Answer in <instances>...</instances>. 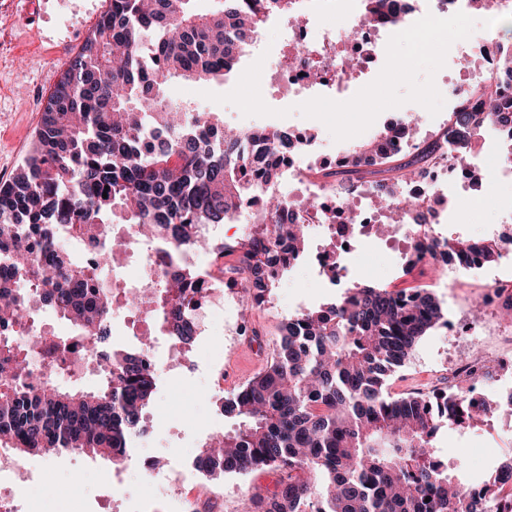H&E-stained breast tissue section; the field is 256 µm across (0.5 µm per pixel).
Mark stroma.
<instances>
[{
  "label": "stroma",
  "mask_w": 512,
  "mask_h": 512,
  "mask_svg": "<svg viewBox=\"0 0 512 512\" xmlns=\"http://www.w3.org/2000/svg\"><path fill=\"white\" fill-rule=\"evenodd\" d=\"M109 0H0V19L8 18V29L0 28V182L9 180L31 147L42 108L60 74L68 67L88 31L107 10ZM284 37L275 41L260 39L241 57L237 70L221 81L206 84L171 80L168 95L201 112L221 113L232 127H283L288 130L313 129L322 163L334 164L339 152L353 147V140L334 141L319 120L304 117L291 108L292 101L279 86L263 84L265 103L275 109H289L278 117H246L233 105L204 98V91L223 94L231 91L245 70L258 56H265L266 67H273L287 51ZM409 106L382 112L366 137H373L385 122L410 114ZM414 114V113H411ZM417 131L414 142L433 138L448 121L447 112L437 116L414 114ZM480 188L472 189L471 200L450 196L439 209L440 231L444 236L466 234L478 237L491 232L512 206V179L481 166ZM402 247L394 240L364 236L347 263V276L366 284L392 289L429 284L448 312L447 322L423 338L409 362L390 380L392 395L442 388L461 353L460 344L472 341V355L497 351L512 358V321L501 310L484 305V284L512 282V255L477 270L460 274L453 285H445L444 274L413 271L403 275ZM338 293L318 268L295 267L281 280L271 305L242 313L235 297L225 295L224 314L207 324L192 348L181 353L180 364L162 375L155 402L165 414L151 422L139 438L131 458L123 468L124 481H112L115 466L110 461L92 459L78 453L52 457L28 456L33 476L15 482L14 494L23 512H237L246 493L273 488L272 472L228 475L218 481L196 473L191 461L205 440L229 429L230 421L214 402L219 391H232L253 377L272 353V342L279 334L283 318L305 307L316 308L332 302ZM223 384H216V375ZM440 452L459 459L466 473L476 481L484 479L506 456L512 454V418L500 415L475 428L441 429L436 437ZM55 493L46 497L44 485Z\"/></svg>",
  "instance_id": "35a3bbf8"
}]
</instances>
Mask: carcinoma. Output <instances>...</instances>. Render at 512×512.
Listing matches in <instances>:
<instances>
[{
	"instance_id": "obj_1",
	"label": "carcinoma",
	"mask_w": 512,
	"mask_h": 512,
	"mask_svg": "<svg viewBox=\"0 0 512 512\" xmlns=\"http://www.w3.org/2000/svg\"><path fill=\"white\" fill-rule=\"evenodd\" d=\"M191 2L110 0L48 96L27 156L0 184V254L10 261L0 268V447L17 456L78 451L118 467L143 433L160 367L143 360L151 349L144 340L129 350L112 338V294L95 285L123 247L110 225H138L161 260L157 291L131 294L128 309H151L159 332L189 347L198 336L191 310L203 281L174 244L194 249L198 225L232 221L280 179V157L300 147L286 130L231 133L213 112L197 118L168 97L166 84L224 79L269 18H299L304 0H220L205 13ZM363 2L365 16L384 17L392 28L411 9L409 0ZM483 112L487 122L512 128V99L489 95ZM454 120L464 131L480 128L478 113L465 108ZM411 134L412 120L391 121L322 173L346 196L368 184L394 232L399 215L416 208L399 186L438 156L450 155L481 182L463 162L472 156L465 137L387 151ZM290 205L268 195L253 220L257 234L285 241L283 248L256 239L206 245L217 272L252 280L256 294L239 299L246 310L260 298L271 303L276 284L307 250L309 225L284 223ZM64 227L100 235L92 265L63 247ZM447 246L463 266L490 264L504 249H479L469 237H431L405 254L404 274L421 263L418 252L434 256ZM39 303L72 330L51 337L49 351H68L75 339L91 357L108 360L95 390L74 388L75 372L63 363L50 366L39 384L26 383L46 365L42 339L26 346L6 327ZM446 315L426 288L388 290L353 280L336 303L284 319L265 367L220 398L221 413L236 426L202 445L203 475L278 472L275 489L245 498L241 512H512V457L474 492L459 480L460 462L443 460L434 445L441 428L474 427L487 408L475 409L446 388L400 397L387 390L391 374L447 323Z\"/></svg>"
}]
</instances>
